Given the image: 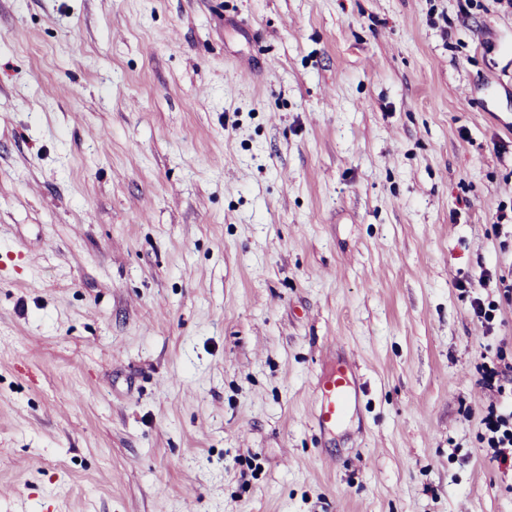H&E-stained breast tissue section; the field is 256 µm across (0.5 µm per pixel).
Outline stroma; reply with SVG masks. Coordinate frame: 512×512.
Listing matches in <instances>:
<instances>
[{
    "label": "stroma",
    "mask_w": 512,
    "mask_h": 512,
    "mask_svg": "<svg viewBox=\"0 0 512 512\" xmlns=\"http://www.w3.org/2000/svg\"><path fill=\"white\" fill-rule=\"evenodd\" d=\"M463 3L0 0V512H512V9ZM353 365L355 361L339 366L319 386L320 404L316 421L321 429L336 428L343 420L346 410L357 401ZM512 390L510 388V404H507L499 413H490L482 422L485 429L487 444L494 448L499 461L506 464L512 461Z\"/></svg>",
    "instance_id": "1"
}]
</instances>
